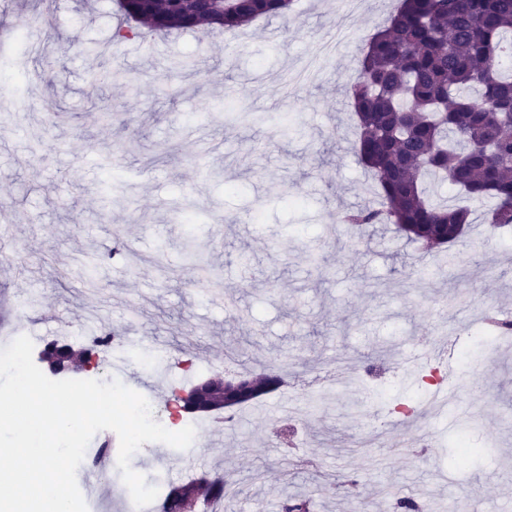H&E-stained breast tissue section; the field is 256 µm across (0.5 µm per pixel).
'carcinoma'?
Wrapping results in <instances>:
<instances>
[{
    "instance_id": "1",
    "label": "carcinoma",
    "mask_w": 512,
    "mask_h": 512,
    "mask_svg": "<svg viewBox=\"0 0 512 512\" xmlns=\"http://www.w3.org/2000/svg\"><path fill=\"white\" fill-rule=\"evenodd\" d=\"M293 0H116L114 37L230 30L281 15ZM357 154L375 203L344 221L385 224L426 253L461 239L472 210L435 199L446 182L468 202L490 203L493 228L512 226V0H401L371 38L348 87ZM184 489L167 485L159 512H182Z\"/></svg>"
}]
</instances>
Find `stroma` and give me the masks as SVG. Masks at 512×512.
Instances as JSON below:
<instances>
[{"label":"stroma","instance_id":"35a3bbf8","mask_svg":"<svg viewBox=\"0 0 512 512\" xmlns=\"http://www.w3.org/2000/svg\"><path fill=\"white\" fill-rule=\"evenodd\" d=\"M399 0H294L288 14L210 38L115 39L113 0H56L40 50L0 45V336L35 352L81 349L102 332L128 387L164 412L198 381L276 371L277 391L228 424L200 416L185 450L145 444L147 481L224 475V512H268L306 495L312 512H371L389 486L446 512H512V346L471 340L473 318L512 316V232L483 223L447 254H422L386 226H340L376 186L356 152L346 87ZM192 68H181L182 60ZM121 68L129 83L106 77ZM291 113L288 137L224 118ZM220 177H211V170ZM202 202L197 244L224 275L213 299L183 260L172 213ZM460 340L412 377L370 383L411 345ZM167 350L172 371L138 361ZM101 364L96 378H106ZM459 382L458 407L419 403L433 374ZM419 426L398 446L394 408ZM479 445L459 460V442Z\"/></svg>","mask_w":512,"mask_h":512}]
</instances>
